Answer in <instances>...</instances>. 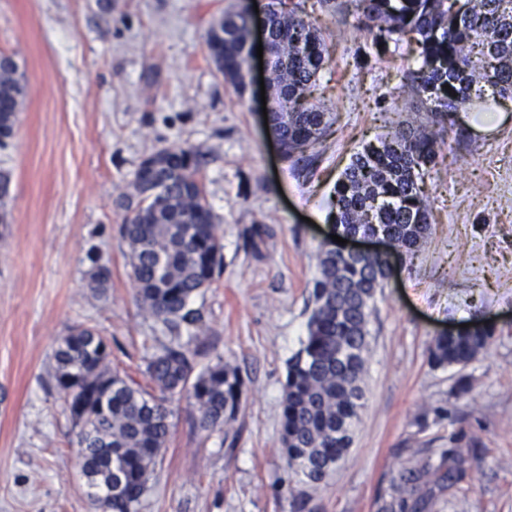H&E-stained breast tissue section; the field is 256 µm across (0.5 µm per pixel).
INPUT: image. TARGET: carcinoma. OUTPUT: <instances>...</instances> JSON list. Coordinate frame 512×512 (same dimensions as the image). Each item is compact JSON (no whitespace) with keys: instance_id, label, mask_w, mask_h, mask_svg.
Wrapping results in <instances>:
<instances>
[{"instance_id":"carcinoma-1","label":"carcinoma","mask_w":512,"mask_h":512,"mask_svg":"<svg viewBox=\"0 0 512 512\" xmlns=\"http://www.w3.org/2000/svg\"><path fill=\"white\" fill-rule=\"evenodd\" d=\"M371 36V51L358 50L357 63L388 52L406 36L418 44L412 91L433 105L431 127L409 125L377 138L356 153L337 181L329 221L345 238L381 225L394 254L418 251L428 233V211L419 180L435 168L437 136L452 129L459 108L512 95V0H340ZM254 18L245 6L214 18L206 44L215 69L239 91L247 87ZM271 66L268 75L271 129L284 158L304 171L315 160L329 117L310 100L325 61L321 29L300 14L294 0H270L264 16ZM451 90H446L444 85ZM25 86L12 57L0 54V136H11L23 106ZM201 159L173 144L138 166L124 195L120 233L130 278L143 313L169 333L146 359L147 390L112 369L111 343L90 326L76 324L53 351V380L78 431L75 452L88 494L101 512H137L170 434V404L186 396L204 430L235 420L243 380L223 360L195 370L201 320L195 296L222 271L219 225L209 205ZM387 260L356 256L328 239L319 252V276L306 341L288 363L282 400V447L288 466L317 486L352 444V428L364 399L370 304L386 280ZM109 270L95 265L88 286L107 288ZM494 329L475 325L456 336H438L431 349L437 366L466 365L487 346ZM457 448H443L440 462L420 459L393 486L389 508L408 500L436 478L453 480L463 471Z\"/></svg>"}]
</instances>
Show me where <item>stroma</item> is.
<instances>
[{
	"instance_id": "stroma-1",
	"label": "stroma",
	"mask_w": 512,
	"mask_h": 512,
	"mask_svg": "<svg viewBox=\"0 0 512 512\" xmlns=\"http://www.w3.org/2000/svg\"><path fill=\"white\" fill-rule=\"evenodd\" d=\"M327 43L314 97L331 115L313 173L281 159L260 88L241 93L210 61V21L237 0H0V53L24 76L0 224V512H98L71 449L52 379L58 338L76 324L112 341V367L146 384L165 331L143 317L119 234L139 163L180 144L204 160L220 227V277L194 300L197 365L224 361L245 383L232 425L202 430L187 400L138 512H381L411 461L462 449L459 479L430 483L416 512H512V97L505 120L448 130L423 178L429 231L371 304L365 399L353 442L319 486L282 453L288 360L307 333L334 185L351 156L428 103L405 92L412 47L358 66L353 17L303 0ZM109 268L105 295L88 286ZM490 323L486 349L436 366L438 334Z\"/></svg>"
}]
</instances>
